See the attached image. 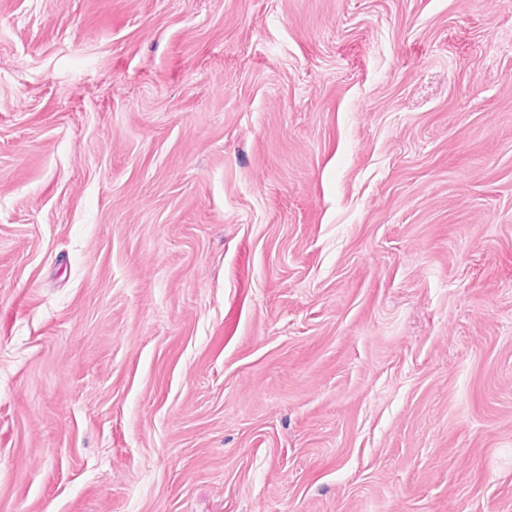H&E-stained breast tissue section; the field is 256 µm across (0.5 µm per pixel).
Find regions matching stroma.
Listing matches in <instances>:
<instances>
[{"label": "stroma", "instance_id": "stroma-1", "mask_svg": "<svg viewBox=\"0 0 512 512\" xmlns=\"http://www.w3.org/2000/svg\"><path fill=\"white\" fill-rule=\"evenodd\" d=\"M0 512H512V0H0Z\"/></svg>", "mask_w": 512, "mask_h": 512}]
</instances>
